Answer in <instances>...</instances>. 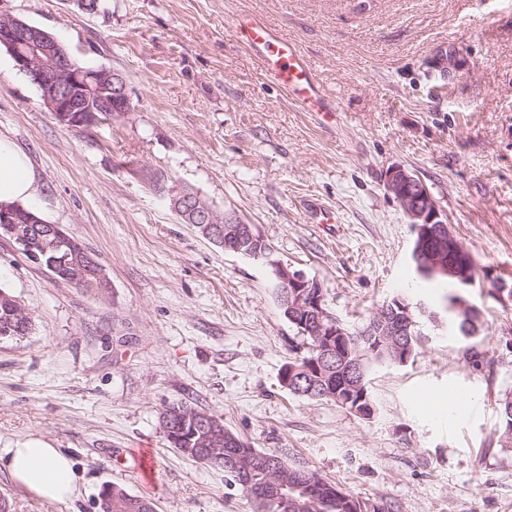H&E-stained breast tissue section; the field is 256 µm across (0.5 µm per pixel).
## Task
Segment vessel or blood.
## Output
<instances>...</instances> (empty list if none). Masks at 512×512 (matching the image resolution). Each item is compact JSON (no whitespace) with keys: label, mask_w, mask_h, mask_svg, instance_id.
<instances>
[{"label":"vessel or blood","mask_w":512,"mask_h":512,"mask_svg":"<svg viewBox=\"0 0 512 512\" xmlns=\"http://www.w3.org/2000/svg\"><path fill=\"white\" fill-rule=\"evenodd\" d=\"M233 29L261 60L267 79L286 91L302 111L334 114L335 104L321 90L311 66L293 42L255 17L236 19Z\"/></svg>","instance_id":"1"}]
</instances>
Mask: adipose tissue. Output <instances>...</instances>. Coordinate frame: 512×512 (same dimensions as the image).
I'll return each instance as SVG.
<instances>
[{
	"mask_svg": "<svg viewBox=\"0 0 512 512\" xmlns=\"http://www.w3.org/2000/svg\"><path fill=\"white\" fill-rule=\"evenodd\" d=\"M40 187L29 157L0 134V205L35 203ZM0 469L37 499L66 503L77 496L72 459L60 449L41 444L0 448Z\"/></svg>",
	"mask_w": 512,
	"mask_h": 512,
	"instance_id": "1",
	"label": "adipose tissue"
}]
</instances>
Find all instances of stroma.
<instances>
[{"mask_svg":"<svg viewBox=\"0 0 512 512\" xmlns=\"http://www.w3.org/2000/svg\"><path fill=\"white\" fill-rule=\"evenodd\" d=\"M71 60L126 82L132 110L83 128L58 122L0 48V133L29 157L33 209L90 250L99 295L55 279L0 239V286L32 316L0 339V448L42 440L74 462L79 496L47 503L0 471L6 512H97L104 487L156 512H251L223 470L171 448L165 406L220 418L253 448L315 471L390 512H512V447L495 435L512 390V0H0ZM255 15L293 41L339 110L300 111L236 37ZM408 168L482 271L465 295L489 326L480 367L448 330V293L412 278L413 228L384 185ZM253 225L269 259L225 251L185 223L173 188ZM331 208L312 224L307 200ZM322 285L344 325L400 295L423 302L414 359L370 374L363 420L281 387L301 338L270 260ZM459 416L431 408L448 391ZM148 448L145 482L119 453Z\"/></svg>","mask_w":512,"mask_h":512,"instance_id":"1","label":"stroma"}]
</instances>
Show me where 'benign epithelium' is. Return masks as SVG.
<instances>
[{
  "mask_svg": "<svg viewBox=\"0 0 512 512\" xmlns=\"http://www.w3.org/2000/svg\"><path fill=\"white\" fill-rule=\"evenodd\" d=\"M0 47L12 55L17 68L36 81L44 90L47 108L54 115L62 116V124L70 127H87L101 121L100 113L111 112L122 116L131 111L123 77L108 68L97 70L74 66L64 46L42 29L0 13ZM72 112H90V122H67L65 115ZM385 187L400 203L412 224L422 250L421 265L430 274H448L464 282L470 280L471 260L460 247V242L450 226L439 220L436 201L426 184L402 165H393L385 173ZM174 210L188 223L196 224L202 234L213 242L237 253L248 249L252 256H262V244L258 242L250 225L243 224L231 215H219L207 204L195 199L189 192L175 188L171 198ZM11 238L31 260L42 265L43 255L34 251L30 233L22 228L10 232ZM62 262L75 270L76 277L91 291L104 288L107 278L101 265L86 254H66ZM276 280L285 286L284 300L291 315L309 319L317 336H342L344 332L336 326L335 316L323 310L324 300L321 285L308 278L301 270H295L279 261H269ZM186 417L197 422L201 439L193 448L181 452L203 464L225 467L245 477L250 471V458L232 448L222 449L231 443L224 436V427L194 409L186 410ZM275 463L277 495L274 504L288 500V483L302 482L299 475L289 470L279 458L271 457Z\"/></svg>",
  "mask_w": 512,
  "mask_h": 512,
  "instance_id": "1",
  "label": "benign epithelium"
}]
</instances>
